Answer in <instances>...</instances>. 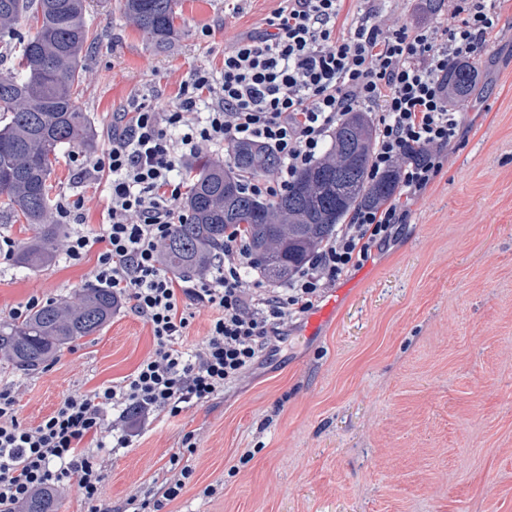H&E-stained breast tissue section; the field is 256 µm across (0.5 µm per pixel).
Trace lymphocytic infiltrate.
<instances>
[{"label": "lymphocytic infiltrate", "instance_id": "obj_1", "mask_svg": "<svg viewBox=\"0 0 512 512\" xmlns=\"http://www.w3.org/2000/svg\"><path fill=\"white\" fill-rule=\"evenodd\" d=\"M265 28L224 50L221 75L196 69L179 92L174 112H118L112 147L95 156H72L81 184L109 182L106 222L91 231L81 199L62 197L58 223L67 225L64 253L82 261L96 253L97 287L126 298L153 338L148 356L121 380L63 396L34 426L18 419L11 387L0 388V512H23L47 489L76 488L87 512H103L105 480L94 448L130 447L133 434L117 431L108 411L154 410L179 415L190 404L223 394L267 350L287 336L288 320L311 310L326 289L359 267L372 249L393 237L409 214L407 199L438 176L443 152L459 136V110L448 99L449 65L484 48L497 24V0H456L444 26H388L378 0L338 27L344 0H283ZM375 115L369 174L378 177L416 146L423 154L400 168L403 200L359 208L286 287L257 292L245 273L253 259L246 241L228 231L214 270L184 285L161 266L159 246L185 219L178 203L184 184L175 177L206 144L253 143L281 159L275 183H247L273 197L314 163L331 130L353 111ZM397 166V165H396ZM215 316L206 336L187 347L191 311ZM184 435L172 453L171 476L127 498L124 512H160L192 480Z\"/></svg>", "mask_w": 512, "mask_h": 512}]
</instances>
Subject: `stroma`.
<instances>
[{
	"instance_id": "35a3bbf8",
	"label": "stroma",
	"mask_w": 512,
	"mask_h": 512,
	"mask_svg": "<svg viewBox=\"0 0 512 512\" xmlns=\"http://www.w3.org/2000/svg\"><path fill=\"white\" fill-rule=\"evenodd\" d=\"M281 0H177V31L158 44L119 0H92L94 38L80 105L112 143V115L141 104L178 107L197 67L220 73L224 49L273 17ZM451 0L426 13L392 0L389 26H443ZM463 136L415 199L394 239L329 288L336 308L317 329L289 321L223 395L180 415L142 416L131 447L100 448L103 499L123 512L131 494L164 478L183 435L194 434V475L177 512H512V0L480 54ZM51 199L81 195L90 227L105 220L106 187L76 186L68 155ZM95 254L32 270L0 259V309L37 296L62 302L92 281ZM153 347L120 303L98 335L79 339L31 374L0 359L28 426L61 398L119 380ZM216 495L204 496L208 485Z\"/></svg>"
}]
</instances>
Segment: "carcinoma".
<instances>
[{
    "mask_svg": "<svg viewBox=\"0 0 512 512\" xmlns=\"http://www.w3.org/2000/svg\"><path fill=\"white\" fill-rule=\"evenodd\" d=\"M88 0H0V43L13 49V73L0 75V197L5 208L32 231L16 261L28 268L51 263L66 238L50 220L49 180L65 145L94 147L97 133L79 105L91 44L84 22ZM175 0H123L126 17L148 38L165 43L174 34ZM36 23L25 37L17 24ZM480 67L463 59L448 68V88L464 102L476 88ZM373 127L362 112H349L336 126L323 158L302 170L273 198L250 193L248 180L272 174L279 157L257 144L229 148L228 164L198 157L187 196L188 217L161 244L171 274L189 278L212 268L224 234L244 235L256 268L281 281L336 232L355 209L383 203L396 193L397 173L369 178ZM119 300L109 288L90 285L73 301L49 302L24 320L0 322V355L17 369L35 371L73 342L94 336L112 321ZM26 512H56L48 491Z\"/></svg>",
    "mask_w": 512,
    "mask_h": 512,
    "instance_id": "1",
    "label": "carcinoma"
}]
</instances>
